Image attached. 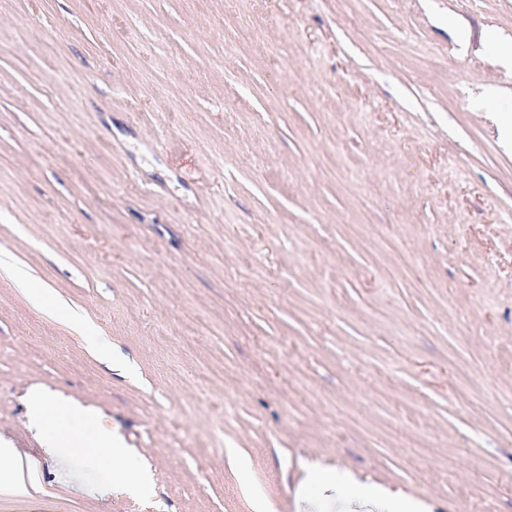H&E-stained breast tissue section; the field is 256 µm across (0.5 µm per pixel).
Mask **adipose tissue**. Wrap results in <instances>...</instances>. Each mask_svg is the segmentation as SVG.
Masks as SVG:
<instances>
[{"label":"adipose tissue","instance_id":"ef3b65f1","mask_svg":"<svg viewBox=\"0 0 512 512\" xmlns=\"http://www.w3.org/2000/svg\"><path fill=\"white\" fill-rule=\"evenodd\" d=\"M0 272L11 279L26 302L50 321L68 327L89 347L103 350V336L85 319L61 302L50 289L35 284L27 273L13 267L7 258H0ZM36 425L49 427L47 452L57 460L70 453L71 441L79 440L90 446L89 460L95 475V488L106 494L120 485L136 492L141 488L138 459L119 449L111 428L102 417L71 409L45 397L32 406ZM342 512H412L413 506L404 498L390 493H348L340 497Z\"/></svg>","mask_w":512,"mask_h":512}]
</instances>
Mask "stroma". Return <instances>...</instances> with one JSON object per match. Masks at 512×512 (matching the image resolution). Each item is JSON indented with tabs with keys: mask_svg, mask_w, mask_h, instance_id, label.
I'll use <instances>...</instances> for the list:
<instances>
[{
	"mask_svg": "<svg viewBox=\"0 0 512 512\" xmlns=\"http://www.w3.org/2000/svg\"><path fill=\"white\" fill-rule=\"evenodd\" d=\"M494 85L512 0H0V252L112 352L0 276V436L37 466L0 512H253L246 477L338 512L302 501L310 460L512 512ZM38 389L101 413L148 485L103 497L45 458ZM0 270L11 279L26 302L42 316L68 327L89 347L107 350L106 339L91 324L61 302L49 288L36 285L24 270L12 267L7 258L2 257V253Z\"/></svg>",
	"mask_w": 512,
	"mask_h": 512,
	"instance_id": "stroma-1",
	"label": "stroma"
}]
</instances>
